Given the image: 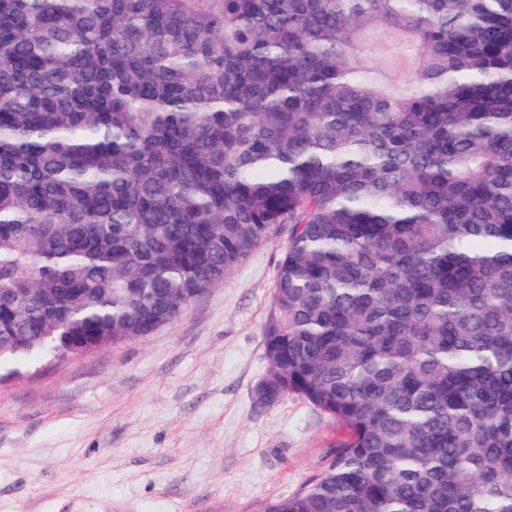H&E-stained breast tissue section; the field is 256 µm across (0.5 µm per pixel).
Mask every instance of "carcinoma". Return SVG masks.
Returning a JSON list of instances; mask_svg holds the SVG:
<instances>
[{
  "label": "carcinoma",
  "mask_w": 512,
  "mask_h": 512,
  "mask_svg": "<svg viewBox=\"0 0 512 512\" xmlns=\"http://www.w3.org/2000/svg\"><path fill=\"white\" fill-rule=\"evenodd\" d=\"M287 231L266 512H512V0H0V363L176 322Z\"/></svg>",
  "instance_id": "obj_1"
}]
</instances>
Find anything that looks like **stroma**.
I'll use <instances>...</instances> for the list:
<instances>
[{
    "instance_id": "stroma-1",
    "label": "stroma",
    "mask_w": 512,
    "mask_h": 512,
    "mask_svg": "<svg viewBox=\"0 0 512 512\" xmlns=\"http://www.w3.org/2000/svg\"><path fill=\"white\" fill-rule=\"evenodd\" d=\"M286 235L137 342L0 367V512H264L324 472L337 430L256 405Z\"/></svg>"
}]
</instances>
